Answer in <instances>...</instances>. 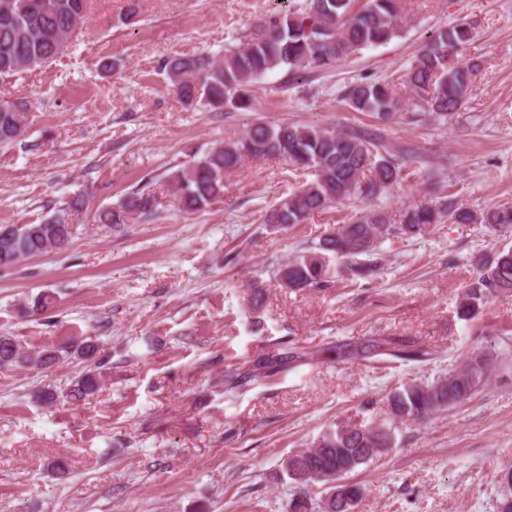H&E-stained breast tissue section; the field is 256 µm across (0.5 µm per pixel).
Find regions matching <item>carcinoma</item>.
<instances>
[{
	"instance_id": "cac0c4a2",
	"label": "carcinoma",
	"mask_w": 512,
	"mask_h": 512,
	"mask_svg": "<svg viewBox=\"0 0 512 512\" xmlns=\"http://www.w3.org/2000/svg\"><path fill=\"white\" fill-rule=\"evenodd\" d=\"M305 0L294 10L265 15L254 31L220 57L193 55L165 63L169 79L187 104L196 102L197 87L204 90L203 105L212 112H251L253 86L275 70L291 76L309 67L330 68L337 61L367 47L381 46L397 36L400 0ZM88 0H0V81L42 68L62 54L85 17ZM473 38L471 24L458 22L438 27L427 37L407 73L408 88L418 102L428 105L442 122L458 111L470 91L475 66L458 65L454 58ZM345 102L355 112H367L385 125L403 109V100L386 83L357 81L348 87ZM30 107L24 102L0 101V148L19 140L28 129ZM249 158L281 159L314 179L277 201L271 218L286 226L305 223L312 214L351 198L377 197L402 172V157L392 152L376 132H344L333 127L271 124L254 121L240 136L231 137L203 152H196L166 174L179 205L200 212L224 196V180ZM78 196L37 224H14L10 238L0 241V268L27 257L63 251L72 237L70 212L84 208ZM159 203L137 188L97 215L102 224H127L135 217H153ZM449 217L458 224L512 225V208L473 211L443 201L408 207L401 223L391 224L378 209L365 208L340 230L328 235L306 253L274 270L283 288L301 291L321 288L335 270L324 254L346 263L361 277L376 265L362 260L388 238L414 237ZM500 292H512V248L503 250L466 289L458 306L462 319L471 318L479 305ZM496 350L474 352L444 378L412 382L392 395V418L422 421L447 411L474 394L490 376ZM57 360L51 351L28 352L11 336H0V366L22 364L44 369ZM98 389L96 374L88 372L76 383L80 399ZM392 425L342 424L324 433L311 448L288 457L285 473L293 483L329 486L323 512H353L363 496L357 483L339 478L392 447ZM498 512H512V469L502 475Z\"/></svg>"
}]
</instances>
